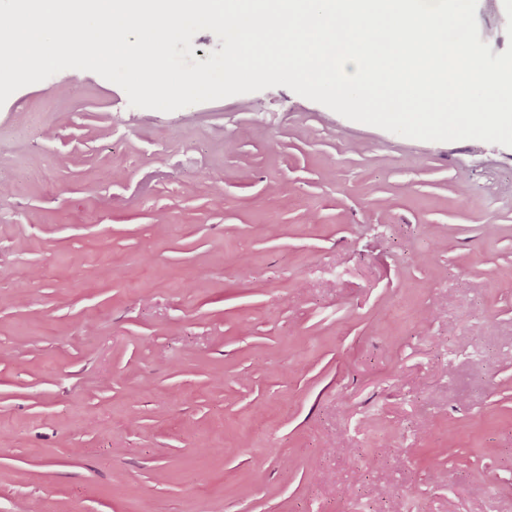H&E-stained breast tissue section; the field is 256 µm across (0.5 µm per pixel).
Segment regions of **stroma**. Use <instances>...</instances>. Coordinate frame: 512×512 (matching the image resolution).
<instances>
[{"label":"stroma","instance_id":"35a3bbf8","mask_svg":"<svg viewBox=\"0 0 512 512\" xmlns=\"http://www.w3.org/2000/svg\"><path fill=\"white\" fill-rule=\"evenodd\" d=\"M0 512H512V147L14 92Z\"/></svg>","mask_w":512,"mask_h":512}]
</instances>
